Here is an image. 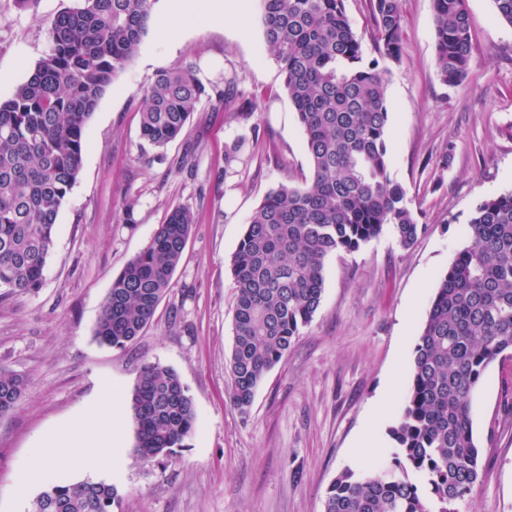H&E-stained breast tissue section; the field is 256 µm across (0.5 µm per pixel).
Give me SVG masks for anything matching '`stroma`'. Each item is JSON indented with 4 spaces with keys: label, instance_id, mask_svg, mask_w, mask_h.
Instances as JSON below:
<instances>
[{
    "label": "stroma",
    "instance_id": "35a3bbf8",
    "mask_svg": "<svg viewBox=\"0 0 512 512\" xmlns=\"http://www.w3.org/2000/svg\"><path fill=\"white\" fill-rule=\"evenodd\" d=\"M77 0H0V99H7L47 50L45 26ZM474 45L458 86L437 76L432 0H402V56L386 85L390 170L425 224L401 247L390 230L325 261L312 321L258 387L241 417L228 396L236 288L230 259L253 211L280 185L309 175L304 134L268 55L259 4L209 25L178 16L169 0L133 60L113 80L84 129L80 175L61 207L54 248L38 293L0 299V366L27 393L0 418V512H30L55 482L115 484L122 512H323L344 469L389 465L410 366L429 302L483 199L512 191V26L493 0H466ZM193 64L203 82L240 76L245 100H203L190 124L161 149L140 148V106L157 73ZM250 134L247 162L224 171V150ZM192 168H180L187 146ZM189 207L193 232L154 321L123 349L100 345L94 329L112 280L145 248L171 207ZM132 222H125V211ZM174 368L196 410L192 436L176 455L146 463L134 453L127 398L142 363ZM125 420L122 446L106 473L62 459L19 494L48 434L100 408L106 390ZM484 478L460 512H512V361L493 363L472 399Z\"/></svg>",
    "mask_w": 512,
    "mask_h": 512
}]
</instances>
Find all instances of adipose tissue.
Listing matches in <instances>:
<instances>
[{"label": "adipose tissue", "instance_id": "adipose-tissue-1", "mask_svg": "<svg viewBox=\"0 0 512 512\" xmlns=\"http://www.w3.org/2000/svg\"><path fill=\"white\" fill-rule=\"evenodd\" d=\"M123 435L121 425L108 411L100 410L86 414L72 423L66 430L47 439L41 459L42 470H49L60 455L61 449H73L72 459L81 466L98 470L110 469L113 459L104 453L96 452L94 441L106 437L118 441Z\"/></svg>", "mask_w": 512, "mask_h": 512}]
</instances>
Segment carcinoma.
<instances>
[{"instance_id": "obj_1", "label": "carcinoma", "mask_w": 512, "mask_h": 512, "mask_svg": "<svg viewBox=\"0 0 512 512\" xmlns=\"http://www.w3.org/2000/svg\"><path fill=\"white\" fill-rule=\"evenodd\" d=\"M269 56L284 75L305 136L311 175L267 194L230 260L236 286L230 400L249 414L267 373L318 310L325 259L355 252L388 227L410 246L425 231L390 171L385 86L402 53L401 0H368L377 57L366 59L346 0H259ZM439 80L469 75L473 43L466 0H432ZM155 0H79L47 23V52L0 100V298L35 293L54 247L58 214L83 165L84 128L153 22ZM192 65L157 74L144 91L140 136L176 139L204 98L229 102ZM196 219L174 207L149 244L113 279L94 336L124 348L154 320ZM431 298L411 365L402 413L389 435V466L343 470L324 512H459L484 470L473 434L472 396L490 364L512 360V192L482 200ZM25 380L0 368V417L22 402ZM135 452L151 462L185 447L193 398L178 373L142 365L129 395ZM116 486L51 484L32 512H115Z\"/></svg>"}]
</instances>
